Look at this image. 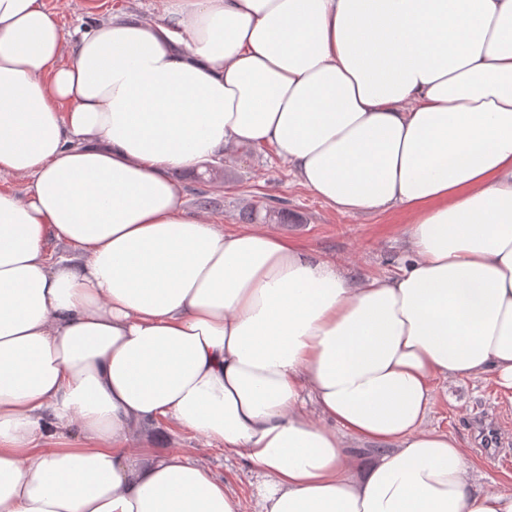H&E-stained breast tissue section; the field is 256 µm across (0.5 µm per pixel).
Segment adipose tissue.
<instances>
[{
  "instance_id": "obj_1",
  "label": "adipose tissue",
  "mask_w": 512,
  "mask_h": 512,
  "mask_svg": "<svg viewBox=\"0 0 512 512\" xmlns=\"http://www.w3.org/2000/svg\"><path fill=\"white\" fill-rule=\"evenodd\" d=\"M243 145L402 213V272L354 286L189 210L172 171ZM2 177L0 512H242L144 450L157 421L248 461L255 512H512L428 423L436 381L512 393V0H164L71 34L0 0Z\"/></svg>"
}]
</instances>
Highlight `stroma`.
<instances>
[{
    "instance_id": "1",
    "label": "stroma",
    "mask_w": 512,
    "mask_h": 512,
    "mask_svg": "<svg viewBox=\"0 0 512 512\" xmlns=\"http://www.w3.org/2000/svg\"><path fill=\"white\" fill-rule=\"evenodd\" d=\"M162 0H46L64 32L104 18L122 7L152 17ZM219 179L197 172L178 174L177 180L192 209L222 224L225 230L248 225L275 226L305 244L312 252L344 265L356 280L399 274L406 256L403 219L396 213L368 218L329 209L289 174L274 148L246 147L218 159ZM499 414L507 442L497 454L477 445L473 421ZM430 421L456 438L465 449L475 476H488L512 491V399L488 378H464L435 384ZM155 449L191 452L216 475L224 477L244 512H253L256 487L243 460L210 446L193 432L159 429Z\"/></svg>"
}]
</instances>
